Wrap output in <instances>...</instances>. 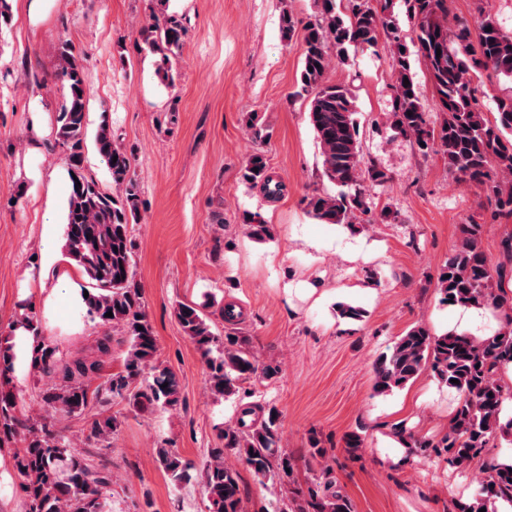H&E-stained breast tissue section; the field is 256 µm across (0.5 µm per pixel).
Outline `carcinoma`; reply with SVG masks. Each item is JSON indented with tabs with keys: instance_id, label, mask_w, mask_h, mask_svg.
Segmentation results:
<instances>
[{
	"instance_id": "1",
	"label": "carcinoma",
	"mask_w": 512,
	"mask_h": 512,
	"mask_svg": "<svg viewBox=\"0 0 512 512\" xmlns=\"http://www.w3.org/2000/svg\"><path fill=\"white\" fill-rule=\"evenodd\" d=\"M321 9L305 23L286 9L281 14L284 39L301 33L303 45L300 90L310 98L309 119L322 157L323 175L341 187L336 194L315 191L302 200L306 213L322 224L353 226L358 215L371 213L366 185L382 187L388 174L373 160L365 161L358 139L356 106L351 90L329 84L325 75L332 63H346L350 53L384 44L396 72L393 85L390 128L424 154L442 156L448 171L460 181L482 187L492 211L491 221L512 219V96L497 102V118L491 122L477 108L472 74L480 70L512 80V32L503 30L490 9L482 6L475 28L460 23L448 27L447 0H404L414 22L415 50H410L404 32L391 12V0H320ZM143 33L150 49L161 54L162 65L170 63L183 46L187 28L173 16L151 17ZM422 58L431 78L433 95L443 118L438 126L428 123L424 102L414 81L411 56ZM56 82L67 90L57 113V138L68 149L70 192L65 206L64 245L66 257L87 278L82 298L87 314L104 328L96 341L98 355L68 362L57 356L42 334L32 308L22 314L17 328L33 339L30 367L42 401L56 412L82 416L101 402L103 394L119 397L134 410H173L180 404V384L173 373L156 363L157 342L145 309L142 287L136 280L129 226L140 219V188L133 177V158L117 146L107 120L95 134L101 159L118 187L114 195L97 180L83 174L87 91L90 77L77 64L73 47L65 44L55 73ZM409 85H404V81ZM243 178L264 187L271 184L268 163L260 150L246 160ZM248 235L259 241L271 230L258 213L244 217ZM485 225L465 224L461 240L437 272L440 303L462 308L489 307L504 313L503 323L485 336L447 330L440 334L417 325L400 336L373 363V392L389 395L429 369L438 382L458 393L457 406L445 434L432 442L402 424L391 434L409 455L427 448H440L448 460L470 463L480 457L491 441L512 435V418L500 423L506 389L500 371L512 364V295L494 279L482 249ZM215 303L208 296L200 304L180 303L175 309L185 335L199 351L206 368L209 392L235 400L239 416L224 424L217 438L220 446L210 450L202 463V491L209 512H245L237 473L224 464V457L242 460L262 485L268 481L284 491L277 512H353L351 502L334 490L331 470L323 467L311 485L302 488L294 478L293 458L280 446V412L273 405L245 402L254 397L257 380H270L280 373L277 362H259L241 336L217 335L208 323L206 309ZM113 316H106L107 312ZM123 333L127 349L120 371L102 385L91 380L102 376L104 357L110 354L109 329ZM17 355L13 337L0 339V379L9 382ZM153 382L143 384L146 371ZM459 383H454V380ZM16 396L0 388V442L20 429L28 431L24 448L15 453V466L25 478L22 485L27 512H106L103 489L112 482L111 471L93 470L71 453L65 437L16 415ZM120 422L112 414L94 415L88 442L107 443ZM307 452L313 460L325 459L328 449L312 432ZM159 464L176 484L191 480L194 465L175 451L159 450ZM476 493L454 502V512H479L497 499L512 503V459L482 467Z\"/></svg>"
}]
</instances>
